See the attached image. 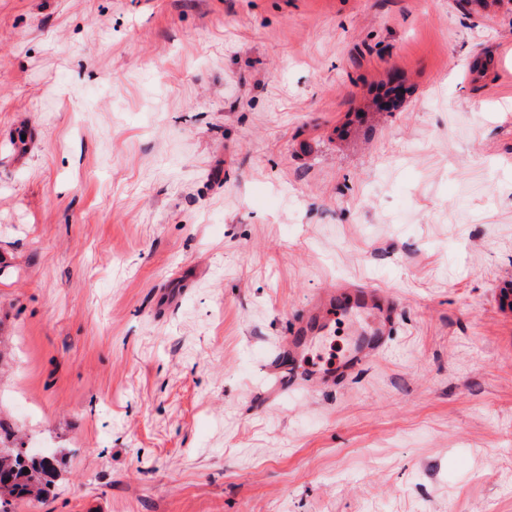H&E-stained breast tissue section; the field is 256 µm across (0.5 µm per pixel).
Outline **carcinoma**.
Returning <instances> with one entry per match:
<instances>
[{"label": "carcinoma", "mask_w": 512, "mask_h": 512, "mask_svg": "<svg viewBox=\"0 0 512 512\" xmlns=\"http://www.w3.org/2000/svg\"><path fill=\"white\" fill-rule=\"evenodd\" d=\"M57 477L56 457H31L0 421V512H14L17 502L41 497Z\"/></svg>", "instance_id": "1"}]
</instances>
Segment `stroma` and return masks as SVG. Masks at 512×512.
I'll return each instance as SVG.
<instances>
[{
  "mask_svg": "<svg viewBox=\"0 0 512 512\" xmlns=\"http://www.w3.org/2000/svg\"><path fill=\"white\" fill-rule=\"evenodd\" d=\"M339 281L388 350L276 390ZM509 289L512 0H0V414L60 461L17 512H512ZM387 297L386 291L365 284L333 289L323 296L326 310L332 311L331 316L335 317L336 314V318H340L350 309H361L371 314L373 325L342 361L329 368L327 374L317 377L315 387L329 385L336 375L349 373L365 365L385 350L396 321V303Z\"/></svg>",
  "mask_w": 512,
  "mask_h": 512,
  "instance_id": "obj_1",
  "label": "stroma"
}]
</instances>
